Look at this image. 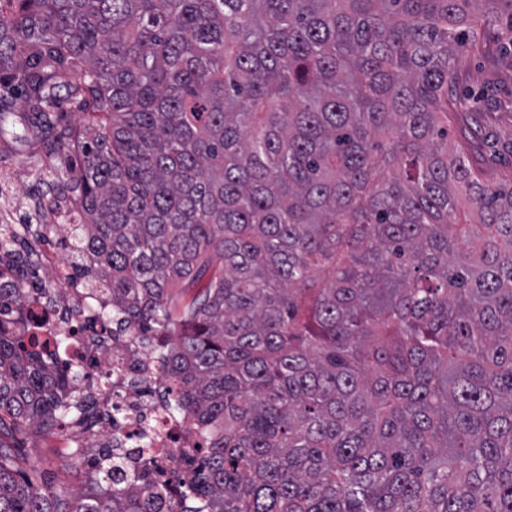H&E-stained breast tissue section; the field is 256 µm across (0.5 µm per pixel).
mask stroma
<instances>
[{
  "mask_svg": "<svg viewBox=\"0 0 512 512\" xmlns=\"http://www.w3.org/2000/svg\"><path fill=\"white\" fill-rule=\"evenodd\" d=\"M482 52L463 60L456 89L465 113L448 118V143L462 148L494 184L512 186V17L487 20L479 33ZM75 162L73 151L35 137L27 144L0 136V225L65 224L56 182ZM57 430L25 427L0 435L20 468L47 496L64 499L87 491L92 468L64 454Z\"/></svg>",
  "mask_w": 512,
  "mask_h": 512,
  "instance_id": "1",
  "label": "stroma"
}]
</instances>
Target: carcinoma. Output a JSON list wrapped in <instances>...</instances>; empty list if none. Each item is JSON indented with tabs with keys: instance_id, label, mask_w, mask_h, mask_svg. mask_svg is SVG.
Instances as JSON below:
<instances>
[{
	"instance_id": "obj_1",
	"label": "carcinoma",
	"mask_w": 512,
	"mask_h": 512,
	"mask_svg": "<svg viewBox=\"0 0 512 512\" xmlns=\"http://www.w3.org/2000/svg\"><path fill=\"white\" fill-rule=\"evenodd\" d=\"M480 1L512 11L0 0V135L78 153L69 264L207 444L166 482L83 447L99 491L62 511L0 443V512H512V187L445 127ZM2 253L0 431L86 414L33 317L60 295Z\"/></svg>"
}]
</instances>
